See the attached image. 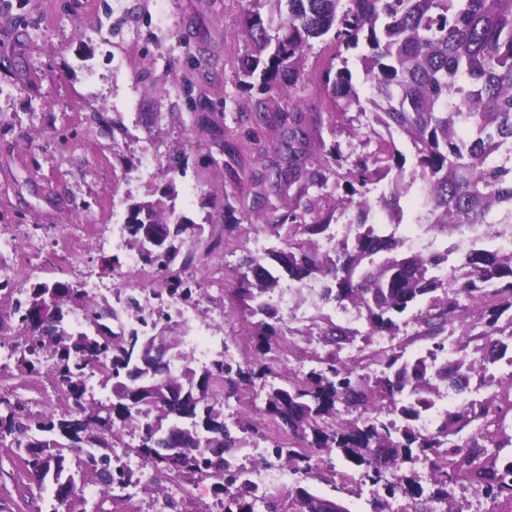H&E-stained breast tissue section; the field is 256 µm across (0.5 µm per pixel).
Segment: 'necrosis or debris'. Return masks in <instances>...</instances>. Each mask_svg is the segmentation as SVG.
<instances>
[{
  "label": "necrosis or debris",
  "mask_w": 512,
  "mask_h": 512,
  "mask_svg": "<svg viewBox=\"0 0 512 512\" xmlns=\"http://www.w3.org/2000/svg\"><path fill=\"white\" fill-rule=\"evenodd\" d=\"M69 243L70 257H78L96 248L122 253V265L111 280L84 273L80 288L88 301L106 302L112 308V327L122 335L145 336L152 331L153 313H163L177 323L184 334V345L190 356L201 362L223 354L224 336L220 319L172 296L160 286V279L148 271L140 253L128 245V226L111 224H67L62 230ZM39 227L35 224H13L0 227V274H8L14 293H22L38 269L30 250L39 243Z\"/></svg>",
  "instance_id": "4bbe7bcc"
}]
</instances>
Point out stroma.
<instances>
[{
  "label": "stroma",
  "instance_id": "obj_1",
  "mask_svg": "<svg viewBox=\"0 0 512 512\" xmlns=\"http://www.w3.org/2000/svg\"><path fill=\"white\" fill-rule=\"evenodd\" d=\"M0 0V225L38 224L49 235L63 224H108L109 202L150 199L167 179L165 160L185 153L176 178V207L193 223H221L220 200H230L247 219L248 190L277 157L278 132L246 121L261 97L239 83L248 39L241 19L252 0ZM111 31L97 37L100 26ZM336 54L331 38L313 41L305 55V82L292 96L303 112H321L327 92L321 72ZM205 98L210 117L199 127L192 114ZM370 116L336 127L312 129L310 145L325 153L340 144L343 154L358 145L353 130L367 131ZM256 143L255 157L238 189L224 187V130ZM151 150L160 166L140 164ZM232 256L209 258L208 293L223 296L254 239L233 242ZM36 282L77 287L86 270L113 273L111 252L87 251L69 260L62 250L42 253ZM53 358H41L35 374L15 359L0 360V396L22 402L32 417L66 414L70 402L51 375ZM0 512H112L111 499L54 498L21 468L9 441H0Z\"/></svg>",
  "mask_w": 512,
  "mask_h": 512
}]
</instances>
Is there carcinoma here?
Wrapping results in <instances>:
<instances>
[{
	"mask_svg": "<svg viewBox=\"0 0 512 512\" xmlns=\"http://www.w3.org/2000/svg\"><path fill=\"white\" fill-rule=\"evenodd\" d=\"M264 16L249 10L242 23L252 51L240 85L291 97L304 79L302 61L311 42L329 33L339 63L321 74L331 118L351 110L366 113L342 50L367 47L359 57L363 83L372 90L374 149L351 167L338 145L309 150L310 126L293 106L267 111L260 99L252 118L280 130L278 159L261 176L253 194L252 218L243 224L224 204V224L207 250L199 252L204 227L176 212L173 158L160 197L130 208L129 243L185 302L205 296L206 256L232 238L269 234L282 247L246 255L234 282L224 286L235 317L251 347L241 360L218 359L195 367L182 350L183 337L159 314L153 336H118L106 324L108 308L86 302L80 289L40 283L25 301L0 314V336L11 323L25 331L29 348L17 363L35 371L31 356L41 348L56 358L54 379L74 403L62 418L34 421L18 404L0 398V440L11 438L29 476L56 490L96 480L107 489L132 485L123 466L112 464V447L131 425L142 430L136 452L155 468L214 480L222 512H350L341 500L312 491L315 480L340 477L362 495L370 485L371 512H423L435 503L445 512L456 505L455 486L466 483L497 512H512V373L499 377L492 397L467 406L443 408L441 387L467 389L484 382L489 367L512 366V250L472 249L459 258L463 273L446 281L433 270L447 260L437 253L403 251L404 241L387 234L400 224L401 199L420 184L416 224L438 233L471 224L512 221V0H267ZM404 134L413 163L398 149L392 131ZM248 147L224 135V154L241 159ZM345 172H339V169ZM336 177V209L358 212L352 238L332 248L335 209L321 206V190ZM377 197L371 193L378 187ZM288 194V207L272 216L271 196ZM288 229L286 235L281 230ZM181 267L173 271L178 256ZM286 279L298 286L323 280V297L365 314L368 335L394 337L398 316L408 310L413 332L406 341L370 352L356 361L340 351L355 331L321 315L309 326H292L295 312L283 313L272 296ZM78 303L87 329L75 332L65 307ZM317 338L327 350L308 354L298 340ZM423 347L411 354L407 347ZM314 363L308 371L283 377L280 354ZM104 357L101 373L112 381L106 416L88 409L82 369ZM181 363L170 374V363ZM237 397L244 409L224 414ZM427 413L434 428L418 426ZM272 424L282 431L268 439L267 465L288 468V492L272 494L238 465L233 450L263 439ZM77 456L75 479L62 449ZM346 463L338 474L321 466L322 455ZM419 463L430 488L407 465Z\"/></svg>",
	"mask_w": 512,
	"mask_h": 512,
	"instance_id": "cac0c4a2",
	"label": "carcinoma"
}]
</instances>
